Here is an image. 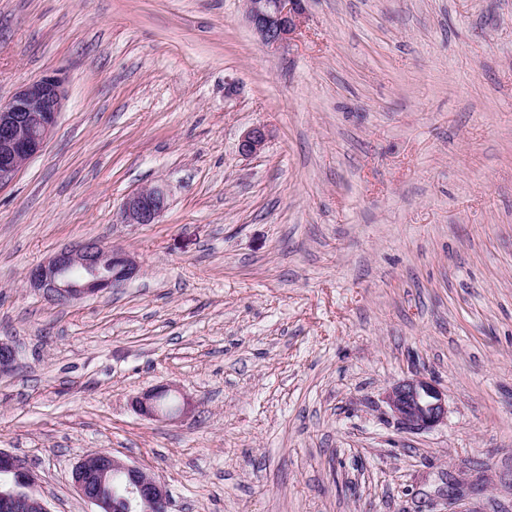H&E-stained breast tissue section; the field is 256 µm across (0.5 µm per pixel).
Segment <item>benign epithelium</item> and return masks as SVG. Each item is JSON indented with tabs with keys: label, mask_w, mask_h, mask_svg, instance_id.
Instances as JSON below:
<instances>
[{
	"label": "benign epithelium",
	"mask_w": 512,
	"mask_h": 512,
	"mask_svg": "<svg viewBox=\"0 0 512 512\" xmlns=\"http://www.w3.org/2000/svg\"><path fill=\"white\" fill-rule=\"evenodd\" d=\"M247 21L261 43L270 51L289 42L300 26L304 0H244ZM65 99L64 78L45 75L22 85L6 102L0 103V187L10 182L26 163L45 148L57 124ZM271 138L264 126L248 129L239 141V153L245 157L261 154ZM167 207L162 188L137 190L122 204L126 224H155ZM138 271L136 262L125 252L95 242L66 247L27 272L29 287L55 304H68L114 288L131 279ZM15 348L0 342V374L16 369ZM386 403L402 424L411 430H426L448 417V404L441 390L431 381L415 377L396 385ZM136 411L155 420L173 421L188 414L190 398L166 385L149 389L133 400ZM99 480L92 481L86 460L78 461L71 471V482L78 494L96 507L95 512H110V500L102 492L107 479L121 482L128 502L151 512L153 506L170 504L165 483L144 469L108 453L99 452ZM0 472L11 475L18 492L0 495V512H50L36 494L37 474L26 463L0 450Z\"/></svg>",
	"instance_id": "1"
}]
</instances>
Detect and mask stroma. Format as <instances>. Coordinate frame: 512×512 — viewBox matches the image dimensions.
Masks as SVG:
<instances>
[{"mask_svg":"<svg viewBox=\"0 0 512 512\" xmlns=\"http://www.w3.org/2000/svg\"><path fill=\"white\" fill-rule=\"evenodd\" d=\"M305 8L269 51L243 0H0V102L67 88L0 187V449L50 512H93L70 473L95 450L170 512H512V0ZM151 185L158 223H124ZM90 239L138 274L29 288ZM412 377L448 402L424 431L385 402ZM161 384L191 413L140 416ZM271 138V132L265 126H254L248 129L239 141V153L245 157L261 154ZM172 395L178 400L173 407H165L162 398ZM136 411L145 417L155 420L174 421L178 417L188 414L192 407L190 398L176 387L166 385L146 390L133 400Z\"/></svg>","mask_w":512,"mask_h":512,"instance_id":"stroma-1","label":"stroma"}]
</instances>
